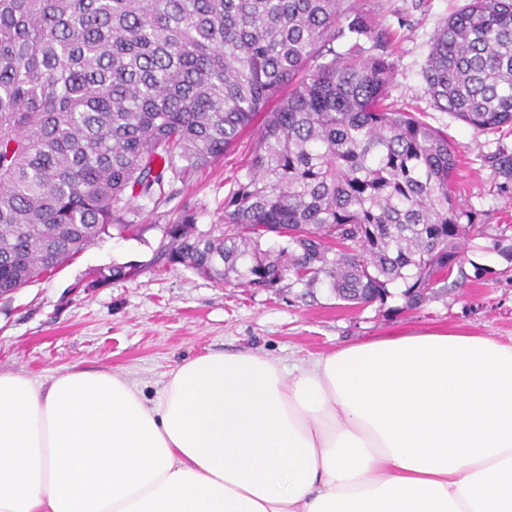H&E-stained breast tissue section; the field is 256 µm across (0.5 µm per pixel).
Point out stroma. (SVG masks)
I'll return each instance as SVG.
<instances>
[{
	"label": "stroma",
	"instance_id": "obj_1",
	"mask_svg": "<svg viewBox=\"0 0 512 512\" xmlns=\"http://www.w3.org/2000/svg\"><path fill=\"white\" fill-rule=\"evenodd\" d=\"M464 0H360L393 37L396 73L388 101L421 112L460 147L457 194L478 212L481 231L463 242V260L417 309L405 306L402 284L384 301L349 305L327 286L274 294L220 284L183 266L152 260L161 239L142 214L141 236L109 229L51 274L0 298V372L48 376L71 366L137 380L154 395L166 373L209 353L251 352L290 366L337 347L412 331L458 327L512 336V176L498 161L512 157V129L478 133L435 108L421 70L439 24ZM259 135L245 131L223 159L198 172L180 198L196 206L198 225L215 223L233 175ZM135 263V277L84 289L89 272Z\"/></svg>",
	"mask_w": 512,
	"mask_h": 512
}]
</instances>
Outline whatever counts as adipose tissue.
<instances>
[{
  "mask_svg": "<svg viewBox=\"0 0 512 512\" xmlns=\"http://www.w3.org/2000/svg\"><path fill=\"white\" fill-rule=\"evenodd\" d=\"M0 512H512V340L0 373Z\"/></svg>",
  "mask_w": 512,
  "mask_h": 512,
  "instance_id": "1",
  "label": "adipose tissue"
}]
</instances>
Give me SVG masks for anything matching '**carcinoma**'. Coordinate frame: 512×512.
Segmentation results:
<instances>
[{
  "label": "carcinoma",
  "instance_id": "obj_1",
  "mask_svg": "<svg viewBox=\"0 0 512 512\" xmlns=\"http://www.w3.org/2000/svg\"><path fill=\"white\" fill-rule=\"evenodd\" d=\"M389 43L358 0H0V296L111 226L137 236L148 208L164 221L155 263L255 291L324 284L355 305L400 281L420 307L478 213L456 196V144L388 103ZM422 78L473 130L512 127V0H466ZM258 118L246 172L199 229L196 208L170 206L177 185Z\"/></svg>",
  "mask_w": 512,
  "mask_h": 512
}]
</instances>
